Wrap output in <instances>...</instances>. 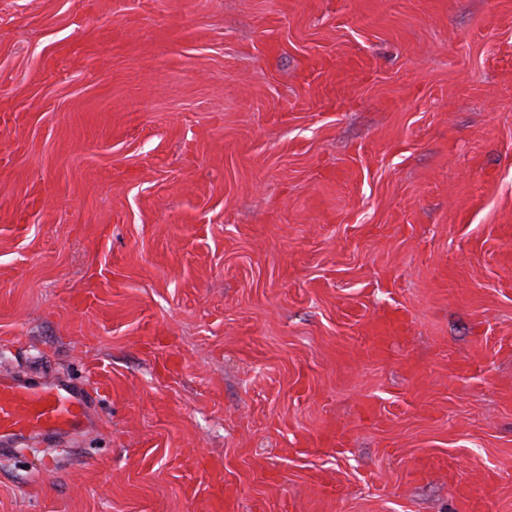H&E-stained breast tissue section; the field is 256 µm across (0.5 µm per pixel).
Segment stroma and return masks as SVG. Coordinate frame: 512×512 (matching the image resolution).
Returning <instances> with one entry per match:
<instances>
[{
  "label": "stroma",
  "mask_w": 512,
  "mask_h": 512,
  "mask_svg": "<svg viewBox=\"0 0 512 512\" xmlns=\"http://www.w3.org/2000/svg\"><path fill=\"white\" fill-rule=\"evenodd\" d=\"M1 361L0 512H512V0H0ZM404 322L398 312L384 313L371 323L370 342L374 350H381L388 336H397L403 330ZM85 385L41 371H0V447L63 446L96 426ZM207 512H238L239 501L236 493L228 488L224 489L222 482L212 486L206 502Z\"/></svg>",
  "instance_id": "1"
}]
</instances>
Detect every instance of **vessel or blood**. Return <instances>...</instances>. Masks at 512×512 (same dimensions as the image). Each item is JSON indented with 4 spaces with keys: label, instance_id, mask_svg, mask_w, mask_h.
Instances as JSON below:
<instances>
[{
    "label": "vessel or blood",
    "instance_id": "b4317fda",
    "mask_svg": "<svg viewBox=\"0 0 512 512\" xmlns=\"http://www.w3.org/2000/svg\"><path fill=\"white\" fill-rule=\"evenodd\" d=\"M399 313H385L371 323V346L381 350L387 337L398 335ZM94 396L87 387L41 371H0V448L49 443L61 446L96 426ZM206 512H239L233 490L213 485Z\"/></svg>",
    "mask_w": 512,
    "mask_h": 512
}]
</instances>
